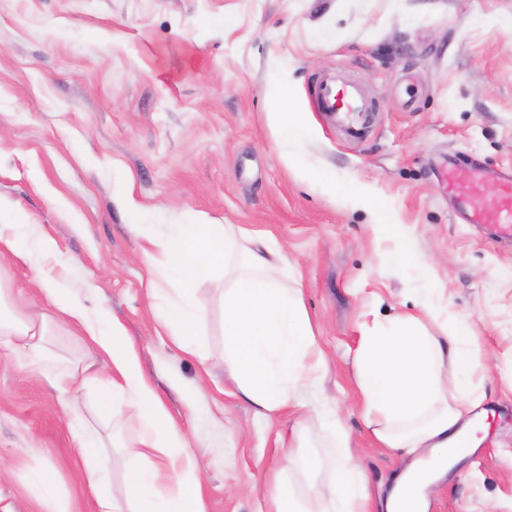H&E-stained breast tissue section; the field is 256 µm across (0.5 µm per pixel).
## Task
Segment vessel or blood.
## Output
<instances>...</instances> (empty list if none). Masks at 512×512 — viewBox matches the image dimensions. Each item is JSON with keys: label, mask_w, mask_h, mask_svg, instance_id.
Returning <instances> with one entry per match:
<instances>
[{"label": "vessel or blood", "mask_w": 512, "mask_h": 512, "mask_svg": "<svg viewBox=\"0 0 512 512\" xmlns=\"http://www.w3.org/2000/svg\"><path fill=\"white\" fill-rule=\"evenodd\" d=\"M318 101L321 111L335 115L350 135L361 133L370 106L354 84L337 78L323 82L318 89ZM446 175L449 191L465 199L470 223L488 226L494 236L512 237V177L505 179L503 190L495 198L473 201L468 188L482 179L481 169L452 165Z\"/></svg>", "instance_id": "b4317fda"}]
</instances>
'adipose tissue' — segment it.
<instances>
[{
  "mask_svg": "<svg viewBox=\"0 0 512 512\" xmlns=\"http://www.w3.org/2000/svg\"><path fill=\"white\" fill-rule=\"evenodd\" d=\"M136 231L147 266H155L157 256L165 258L163 276L171 294L158 305L157 321L200 362L208 360L199 342L206 309L197 297L196 273L203 266L219 272L235 266L234 285L224 292V360L256 417L265 420L294 407L303 389L319 386L322 355L300 290L279 280L285 257L272 233L247 236L229 224H175L163 237L147 224ZM0 246L36 269L59 252L56 241L33 224H0ZM40 283L55 316L26 312L10 289L0 287V348L43 375L62 397H69L78 382L94 387V414L103 428L77 417L71 432L95 512H207L186 436L139 372L124 328L52 278L41 277ZM71 326L81 331L80 345H92L104 358L106 378L84 374L77 362L61 369L54 338ZM483 369L465 322L441 318L430 302L418 313L364 330L354 357L364 423L383 447L412 456V463L376 505L351 450L328 465L307 453L299 459L307 473L329 470L330 497L322 498L313 484L298 494L278 476L266 512H308L306 505L313 501L317 512H372L376 506L381 512H429L431 488L461 459L454 450L457 440L465 435L478 445L485 429L484 423L466 421L485 399L482 386H461ZM125 413L140 430L138 441L129 445L117 432ZM112 447L124 448L136 460L123 473L119 500L112 494V471L101 459L102 450ZM25 481L41 512H69L55 465L28 469Z\"/></svg>",
  "mask_w": 512,
  "mask_h": 512,
  "instance_id": "adipose-tissue-1",
  "label": "adipose tissue"
}]
</instances>
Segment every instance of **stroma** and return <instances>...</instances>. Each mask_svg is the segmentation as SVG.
<instances>
[{
	"label": "stroma",
	"mask_w": 512,
	"mask_h": 512,
	"mask_svg": "<svg viewBox=\"0 0 512 512\" xmlns=\"http://www.w3.org/2000/svg\"><path fill=\"white\" fill-rule=\"evenodd\" d=\"M493 18L489 27L477 17ZM342 75L374 110L349 136L313 85ZM290 86L297 143L328 192L289 170L268 104ZM512 171V0H0V224H35L58 244L43 271L83 289L123 326L137 367L188 435L208 512H259L289 470L298 413L260 420L224 361L223 274L198 277L208 365L154 320L134 224H234L269 231L299 284L327 370L318 396L342 409L350 446L384 495L403 461L363 424L353 358L361 328L418 313L424 292L467 317L490 373L487 434L432 495L430 512L512 506V243L462 219L446 160ZM362 191L398 233L377 243ZM40 271V272H43ZM40 272L0 254V282L48 310ZM0 355V512H39L22 477L58 468L70 512H92L74 464V412ZM297 487L306 480L289 470Z\"/></svg>",
	"instance_id": "35a3bbf8"
}]
</instances>
